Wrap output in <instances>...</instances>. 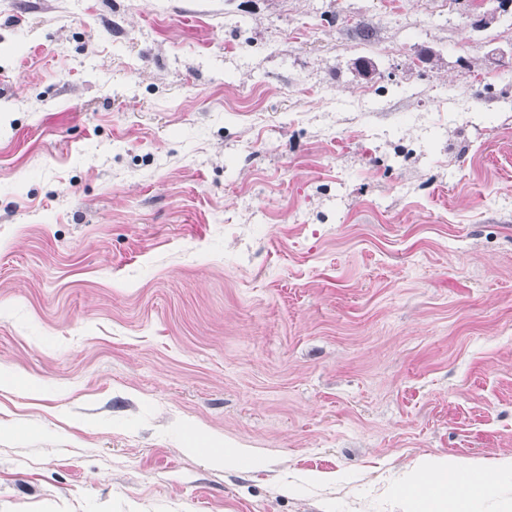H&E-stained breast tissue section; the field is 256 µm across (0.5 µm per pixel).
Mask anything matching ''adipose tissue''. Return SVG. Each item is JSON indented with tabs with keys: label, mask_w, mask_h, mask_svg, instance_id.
Instances as JSON below:
<instances>
[{
	"label": "adipose tissue",
	"mask_w": 512,
	"mask_h": 512,
	"mask_svg": "<svg viewBox=\"0 0 512 512\" xmlns=\"http://www.w3.org/2000/svg\"><path fill=\"white\" fill-rule=\"evenodd\" d=\"M511 472V459L485 468L458 458L423 456L384 493L402 512H483Z\"/></svg>",
	"instance_id": "obj_1"
}]
</instances>
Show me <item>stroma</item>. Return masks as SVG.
<instances>
[{
    "label": "stroma",
    "instance_id": "obj_1",
    "mask_svg": "<svg viewBox=\"0 0 512 512\" xmlns=\"http://www.w3.org/2000/svg\"><path fill=\"white\" fill-rule=\"evenodd\" d=\"M508 102L500 0H0V512L512 459ZM208 461L224 469H235L244 466L250 459L249 453L243 448H208L205 451Z\"/></svg>",
    "mask_w": 512,
    "mask_h": 512
}]
</instances>
